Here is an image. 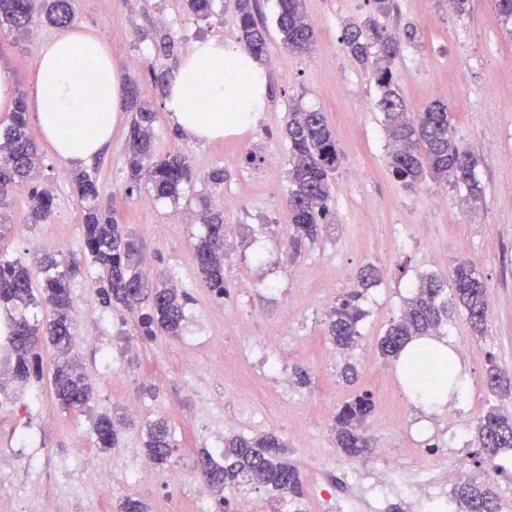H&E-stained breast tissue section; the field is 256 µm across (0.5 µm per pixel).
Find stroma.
<instances>
[{
  "label": "stroma",
  "instance_id": "35a3bbf8",
  "mask_svg": "<svg viewBox=\"0 0 512 512\" xmlns=\"http://www.w3.org/2000/svg\"><path fill=\"white\" fill-rule=\"evenodd\" d=\"M397 3L385 25L399 32L414 24L418 43L396 60L394 81L413 109L437 99L447 104L455 139L482 160L477 177L484 193L476 203L431 179L408 190L390 176L378 87L371 69L342 45L346 24L370 15L369 0H305L316 32L306 53L281 44L272 26L276 0H257L270 25L261 62L269 77L268 102L245 131L213 141H193L177 131L153 75L172 72L198 39L236 43L234 0H213L205 18L192 15L185 0H71L77 25L97 32L121 76L136 78L140 99L153 106L157 152L185 154L192 166L197 183L179 203L152 199L144 189L127 195V109L110 146L86 167L98 179L102 205L140 239L149 274L173 276L189 293L188 319L182 336L138 345L134 363L126 364L122 354L136 336L135 319H119L104 308L91 279L74 280L72 314L84 340L70 356L95 387L93 409L85 413L60 407L48 384L34 392L21 385L8 353L0 352V462L9 463L14 476L0 512H39L47 497L58 512H116L126 495V469L144 455L142 428L160 416L170 425L174 450L170 465L156 468L155 483L136 492L149 512H198L205 485L169 484L170 470L195 472L199 456L223 447L225 437L264 433L283 439L305 488L319 481L333 488L334 499L314 512H409L416 504L413 482L425 469L435 482V501L450 499L449 469H460L477 451L470 433L476 419L493 407L512 408V399L492 393L485 382L492 363L512 374V178L506 173L512 165V34L492 0H473L462 15L447 10L444 0ZM57 32L42 23L21 38L0 33V60L12 64L17 93L28 94L40 48ZM168 36L174 49L166 56L160 45ZM438 85L446 94L436 95ZM295 110L326 113L341 163L334 174V228L288 262L281 247L288 223L284 128ZM28 131L43 156L37 181L52 189L54 214L31 229L20 225L28 189L13 187L0 206L13 230L0 246L28 264L57 251L62 241L68 253L80 254L82 214L72 190L77 169L54 156L36 125ZM216 168L224 171L221 195L233 200L224 211L228 293L221 299L199 275L193 245L202 226L190 221L210 193L205 177ZM460 260L470 262L488 287L487 331L476 335L463 312L452 313L444 336L458 352L469 386L452 411L428 415L405 390L395 362L381 359L377 343L418 277L450 273ZM368 264L384 276L363 301L367 315L357 348L341 353L325 334L323 298L352 290ZM275 339L286 350L285 368L303 367L307 383L281 382L254 359ZM187 347L195 356L190 367L180 363ZM347 362L357 369L349 381L340 373ZM256 387L265 397L253 406L247 394ZM364 391L374 401L369 421L376 451L356 459L336 448L331 424L337 407ZM132 398L141 404L139 413L128 409ZM99 413L132 414L136 426L120 447H96L92 422ZM86 451L112 482L108 497L98 493V476L77 466Z\"/></svg>",
  "mask_w": 512,
  "mask_h": 512
}]
</instances>
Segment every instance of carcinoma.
Returning <instances> with one entry per match:
<instances>
[{
  "label": "carcinoma",
  "mask_w": 512,
  "mask_h": 512,
  "mask_svg": "<svg viewBox=\"0 0 512 512\" xmlns=\"http://www.w3.org/2000/svg\"><path fill=\"white\" fill-rule=\"evenodd\" d=\"M254 0H236L235 21L243 49L254 59L266 51L267 27L257 18ZM41 14L38 0H0V29L27 34ZM46 18L55 26L69 25L74 14L70 0H48ZM280 40L293 51H308L314 44V30L304 9V0H278L275 20ZM417 31L406 27L397 34L370 18L345 26L344 50L364 66H371L381 91L378 106L384 114L390 143L388 166L393 177L406 188H414L430 177L450 188L464 190L474 201L482 187L475 176L479 165L476 155L459 145L453 137L448 107L435 101L409 115L404 99L394 88L392 66L403 45L415 44ZM24 96L16 99L9 122L0 127V194L8 186L35 178L39 156L27 130ZM157 112L147 105L137 107L126 144L125 185L128 194L147 181L154 196L179 202L193 185L192 168L182 154L159 155L154 148ZM288 140L289 193L286 201L289 219V252L299 250L303 242H315L329 225L332 211V176L340 165L336 137L326 115L320 111H295L288 114L285 127ZM73 190L83 212L82 256L60 257L46 253L32 270L20 259L0 250V308L6 311L42 307L51 314L45 327L26 316L10 317L5 339L14 358L18 380L39 383L44 376L42 352L51 345L55 352L50 384L59 403L67 410L83 412L92 400V385L81 367L69 357L74 336L71 316V282L96 273L102 304L119 313L133 314L142 339L179 336L187 318L188 294L169 276L151 280L142 270L143 256L136 235L112 218V210L99 201L97 179L88 172L74 176ZM54 196L45 187L34 185L29 191L26 224H40L51 216ZM200 223L204 234L195 245L198 269L209 290L218 297L227 291L224 280V210L203 203ZM379 270L368 264L359 276V289L344 296L325 320L326 335L337 348L351 350L361 336L359 323L365 311L359 304L363 291L380 283ZM458 303L471 329L484 335L488 324V298L484 281L473 265L458 262L450 278L437 272L420 276L398 317L380 338L382 358L399 357L414 336H439L448 324V306ZM408 384L414 390L433 393L452 385L453 365L439 357L421 352L406 366ZM486 383L493 392L512 395V377L490 364ZM374 408L369 393L356 394L336 411L334 435L336 447L350 456L366 454L371 444L364 425ZM123 420L108 414L98 415L92 423L97 447H119ZM481 461L497 469L495 458L502 448H512V412L491 409L475 424ZM174 445L168 421L148 423L144 452L152 461L169 463ZM286 445L274 434L256 437L232 436L224 439V462L210 453L199 459L200 480L222 493L240 485L265 487L279 497L294 501L304 497L299 469L285 456ZM457 512H500L499 494L490 481H477L465 475L454 489Z\"/></svg>",
  "instance_id": "cac0c4a2"
}]
</instances>
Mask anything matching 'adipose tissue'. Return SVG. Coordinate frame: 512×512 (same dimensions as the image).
<instances>
[{
  "mask_svg": "<svg viewBox=\"0 0 512 512\" xmlns=\"http://www.w3.org/2000/svg\"><path fill=\"white\" fill-rule=\"evenodd\" d=\"M267 95L265 71L242 48L202 39L172 71L165 109L185 137L215 140L252 125ZM124 99L125 83L111 50L93 30L67 27L42 45L31 107L44 140L63 163L88 162L110 143Z\"/></svg>",
  "mask_w": 512,
  "mask_h": 512,
  "instance_id": "1",
  "label": "adipose tissue"
}]
</instances>
